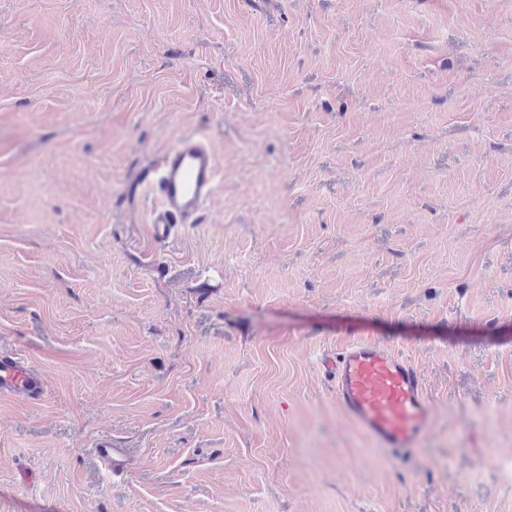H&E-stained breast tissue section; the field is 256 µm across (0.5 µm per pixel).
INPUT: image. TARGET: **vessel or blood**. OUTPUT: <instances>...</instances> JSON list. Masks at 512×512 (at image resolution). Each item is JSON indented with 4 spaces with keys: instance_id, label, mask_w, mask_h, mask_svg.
Segmentation results:
<instances>
[{
    "instance_id": "b4317fda",
    "label": "vessel or blood",
    "mask_w": 512,
    "mask_h": 512,
    "mask_svg": "<svg viewBox=\"0 0 512 512\" xmlns=\"http://www.w3.org/2000/svg\"><path fill=\"white\" fill-rule=\"evenodd\" d=\"M222 178L216 154L199 135H183L170 146L150 182L154 240L168 242L178 225L196 223ZM323 367L338 408L374 444L399 454L420 448L433 426L436 399L408 359L372 340L354 339L335 357L325 358ZM45 382L42 369L20 354L0 350L1 397L37 400ZM95 454L112 474L127 468L128 449L114 447L112 441H99Z\"/></svg>"
}]
</instances>
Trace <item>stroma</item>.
Wrapping results in <instances>:
<instances>
[{
    "label": "stroma",
    "mask_w": 512,
    "mask_h": 512,
    "mask_svg": "<svg viewBox=\"0 0 512 512\" xmlns=\"http://www.w3.org/2000/svg\"><path fill=\"white\" fill-rule=\"evenodd\" d=\"M356 337L437 398L413 458L332 399ZM1 348L0 512H512V0H0ZM222 178L216 154L199 135L185 134L170 146L149 181L154 195L150 223L154 240L168 242L177 224H195ZM45 372L20 354L0 350V396L35 401L43 393ZM111 440H101L94 448L95 455L113 475L123 473L128 465L129 449L115 448Z\"/></svg>",
    "instance_id": "1"
}]
</instances>
